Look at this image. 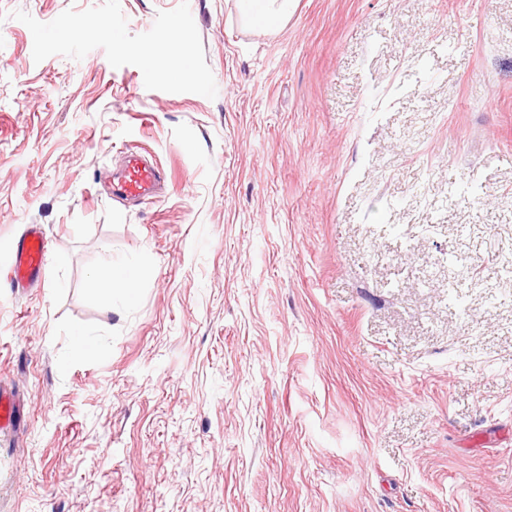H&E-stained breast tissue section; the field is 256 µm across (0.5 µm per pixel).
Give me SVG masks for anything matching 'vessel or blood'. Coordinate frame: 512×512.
Instances as JSON below:
<instances>
[{
  "instance_id": "b4317fda",
  "label": "vessel or blood",
  "mask_w": 512,
  "mask_h": 512,
  "mask_svg": "<svg viewBox=\"0 0 512 512\" xmlns=\"http://www.w3.org/2000/svg\"><path fill=\"white\" fill-rule=\"evenodd\" d=\"M160 182L159 168L132 153L125 158V167L113 185L112 194L122 201L155 199L160 195ZM48 260L44 231L39 225H29L9 245L7 259L0 264V282L15 289L38 285Z\"/></svg>"
}]
</instances>
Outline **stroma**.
Returning <instances> with one entry per match:
<instances>
[{"label":"stroma","mask_w":512,"mask_h":512,"mask_svg":"<svg viewBox=\"0 0 512 512\" xmlns=\"http://www.w3.org/2000/svg\"><path fill=\"white\" fill-rule=\"evenodd\" d=\"M103 2L0 0V263L50 253L0 284V512H512V0H189L212 99L11 17ZM129 151L162 201L113 200ZM242 15L253 25L275 29L296 0H237ZM49 260L48 241L42 227L31 224L8 247L0 266L1 283L9 288H30L41 283ZM91 289L98 295L110 299L118 297L131 302L137 295V280L127 264L112 262L93 278Z\"/></svg>","instance_id":"35a3bbf8"}]
</instances>
